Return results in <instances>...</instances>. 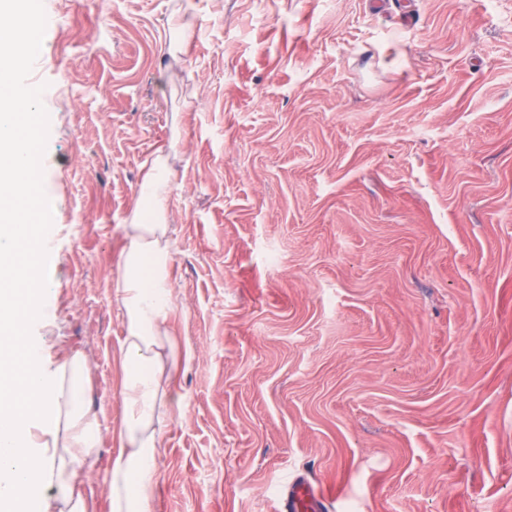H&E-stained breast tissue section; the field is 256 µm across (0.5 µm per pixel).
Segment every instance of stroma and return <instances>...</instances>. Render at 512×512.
Returning a JSON list of instances; mask_svg holds the SVG:
<instances>
[{"instance_id":"35a3bbf8","label":"stroma","mask_w":512,"mask_h":512,"mask_svg":"<svg viewBox=\"0 0 512 512\" xmlns=\"http://www.w3.org/2000/svg\"><path fill=\"white\" fill-rule=\"evenodd\" d=\"M48 372L101 427L126 226L163 153L175 307L152 512H512V0H35ZM416 15L404 27L403 12ZM390 46L397 65L381 63ZM326 495L325 490L319 487H313L308 481H293L288 487V493L285 497H280L277 501L278 512H319V504L322 503Z\"/></svg>"}]
</instances>
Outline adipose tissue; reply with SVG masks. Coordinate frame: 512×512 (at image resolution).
<instances>
[{
  "instance_id": "1",
  "label": "adipose tissue",
  "mask_w": 512,
  "mask_h": 512,
  "mask_svg": "<svg viewBox=\"0 0 512 512\" xmlns=\"http://www.w3.org/2000/svg\"><path fill=\"white\" fill-rule=\"evenodd\" d=\"M36 32L32 0H0V512H32L33 492L48 479L64 512H87L77 481L101 432L98 420L82 409L84 388L75 376L84 364L75 358L48 373L25 329L40 312L43 292L40 256L31 247L39 233L32 193L40 115L34 92L18 79L11 60ZM167 188L161 161H153L141 185L149 206L134 214L115 290L126 333L118 344L124 419L112 458L111 512H150L161 479L156 457L163 426L177 406L165 383L192 358L165 329L175 304L162 244ZM34 422L52 437L58 454L52 465L29 451Z\"/></svg>"
}]
</instances>
